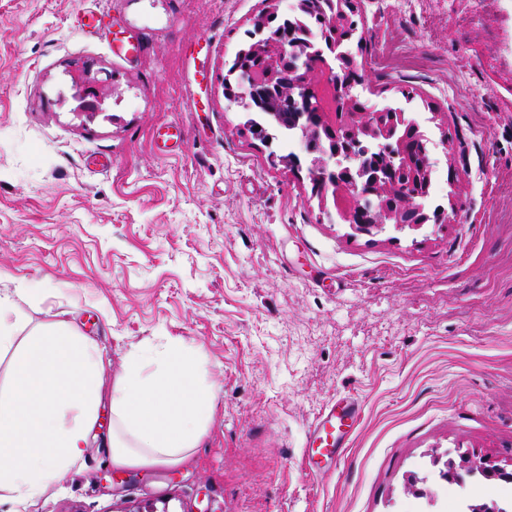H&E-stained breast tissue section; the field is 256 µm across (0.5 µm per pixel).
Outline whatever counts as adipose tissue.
I'll list each match as a JSON object with an SVG mask.
<instances>
[{
  "instance_id": "ef3b65f1",
  "label": "adipose tissue",
  "mask_w": 512,
  "mask_h": 512,
  "mask_svg": "<svg viewBox=\"0 0 512 512\" xmlns=\"http://www.w3.org/2000/svg\"><path fill=\"white\" fill-rule=\"evenodd\" d=\"M30 289L0 290V502L23 512L78 466L102 398L112 406L113 467L180 465L191 459L210 420L214 387L190 348L173 343L131 354L123 375L103 380L98 347L66 322L28 327Z\"/></svg>"
}]
</instances>
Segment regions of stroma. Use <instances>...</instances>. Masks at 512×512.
I'll list each match as a JSON object with an SVG mask.
<instances>
[{
    "label": "stroma",
    "instance_id": "stroma-1",
    "mask_svg": "<svg viewBox=\"0 0 512 512\" xmlns=\"http://www.w3.org/2000/svg\"><path fill=\"white\" fill-rule=\"evenodd\" d=\"M359 7L358 91L428 130L454 223L355 233L251 136L224 63L266 0H0V290L35 289L31 325L71 322L106 383L178 342L216 387L178 466L114 470L102 402L82 466L36 512H459L502 489L431 462L512 470V0ZM129 35L141 52L113 54ZM85 63L112 79L92 117L61 100ZM342 396L361 418L340 464L312 471L306 435Z\"/></svg>",
    "mask_w": 512,
    "mask_h": 512
}]
</instances>
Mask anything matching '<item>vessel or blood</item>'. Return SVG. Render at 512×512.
Segmentation results:
<instances>
[{
    "mask_svg": "<svg viewBox=\"0 0 512 512\" xmlns=\"http://www.w3.org/2000/svg\"><path fill=\"white\" fill-rule=\"evenodd\" d=\"M362 407L358 400L337 399L317 418L305 441V457H342L352 433L361 417Z\"/></svg>",
    "mask_w": 512,
    "mask_h": 512,
    "instance_id": "b4317fda",
    "label": "vessel or blood"
}]
</instances>
